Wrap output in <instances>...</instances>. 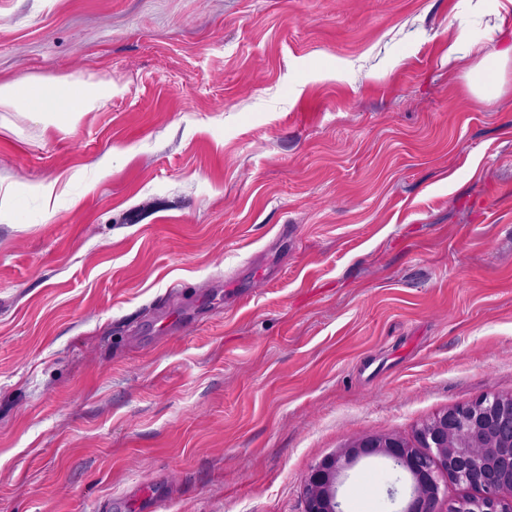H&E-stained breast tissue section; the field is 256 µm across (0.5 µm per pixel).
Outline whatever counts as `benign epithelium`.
Instances as JSON below:
<instances>
[{
	"mask_svg": "<svg viewBox=\"0 0 512 512\" xmlns=\"http://www.w3.org/2000/svg\"><path fill=\"white\" fill-rule=\"evenodd\" d=\"M381 457L410 474L405 512H512V393H485L424 421L407 440L368 434L323 458L304 481L306 512H341L338 479L350 465ZM476 491L439 505L447 483Z\"/></svg>",
	"mask_w": 512,
	"mask_h": 512,
	"instance_id": "benign-epithelium-1",
	"label": "benign epithelium"
}]
</instances>
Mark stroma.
<instances>
[{
    "instance_id": "obj_1",
    "label": "stroma",
    "mask_w": 512,
    "mask_h": 512,
    "mask_svg": "<svg viewBox=\"0 0 512 512\" xmlns=\"http://www.w3.org/2000/svg\"><path fill=\"white\" fill-rule=\"evenodd\" d=\"M489 23L512 4L0 0V82L112 83L69 134L0 110V512H305L349 437L512 393V70L485 104L448 63ZM408 491L372 458L339 497Z\"/></svg>"
}]
</instances>
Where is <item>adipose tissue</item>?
Here are the masks:
<instances>
[{
  "label": "adipose tissue",
  "instance_id": "1",
  "mask_svg": "<svg viewBox=\"0 0 512 512\" xmlns=\"http://www.w3.org/2000/svg\"><path fill=\"white\" fill-rule=\"evenodd\" d=\"M489 47L476 65H468L471 47L466 36L448 45V62L466 69L471 91L483 100L502 92L499 77L512 64V41L500 45L496 27L485 30ZM112 97L108 80L78 83L67 78L22 77L0 83V108L23 113L44 128L67 133L73 131L85 113L95 111Z\"/></svg>",
  "mask_w": 512,
  "mask_h": 512
}]
</instances>
